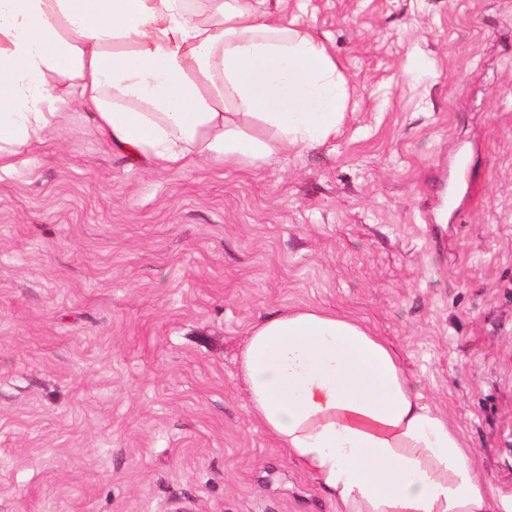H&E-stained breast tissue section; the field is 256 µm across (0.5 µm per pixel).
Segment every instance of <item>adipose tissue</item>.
<instances>
[{
	"instance_id": "ef3b65f1",
	"label": "adipose tissue",
	"mask_w": 512,
	"mask_h": 512,
	"mask_svg": "<svg viewBox=\"0 0 512 512\" xmlns=\"http://www.w3.org/2000/svg\"><path fill=\"white\" fill-rule=\"evenodd\" d=\"M347 80L271 0H0V171L69 108L164 165L260 166L324 143ZM249 417L336 512H512L461 427L362 319L265 316L238 359Z\"/></svg>"
}]
</instances>
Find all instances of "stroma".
Returning a JSON list of instances; mask_svg holds the SVG:
<instances>
[{"label":"stroma","mask_w":512,"mask_h":512,"mask_svg":"<svg viewBox=\"0 0 512 512\" xmlns=\"http://www.w3.org/2000/svg\"><path fill=\"white\" fill-rule=\"evenodd\" d=\"M322 145L164 166L73 111L0 174V512H335L248 416L262 317L364 319L512 497V0H281Z\"/></svg>","instance_id":"obj_1"}]
</instances>
